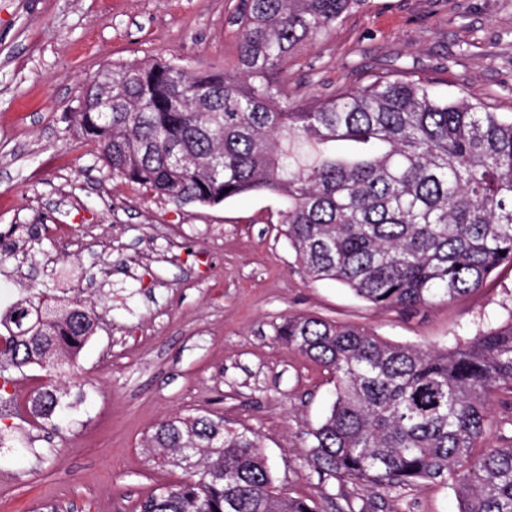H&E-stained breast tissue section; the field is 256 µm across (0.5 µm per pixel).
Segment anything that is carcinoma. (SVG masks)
Listing matches in <instances>:
<instances>
[{"mask_svg":"<svg viewBox=\"0 0 512 512\" xmlns=\"http://www.w3.org/2000/svg\"><path fill=\"white\" fill-rule=\"evenodd\" d=\"M363 2L237 0L224 68L116 63L112 113L101 115L88 87L82 138L112 176L180 205L282 197L280 223L306 274L378 308L473 292L512 267V112L389 72L301 109L283 94L299 48ZM44 295L0 318V408L20 414L5 387L37 366L45 378L24 410L56 429L66 405L55 378L96 315ZM276 336L334 374V400L308 432L319 476L381 493L446 483L460 512H512V446H481L493 395L512 393V310L450 349L399 345L309 314L283 319ZM148 441L158 465L184 474L139 512H319L310 498L283 495L258 437L222 416L169 417Z\"/></svg>","mask_w":512,"mask_h":512,"instance_id":"1","label":"carcinoma"}]
</instances>
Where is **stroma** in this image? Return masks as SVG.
Listing matches in <instances>:
<instances>
[{"label": "stroma", "instance_id": "obj_1", "mask_svg": "<svg viewBox=\"0 0 512 512\" xmlns=\"http://www.w3.org/2000/svg\"><path fill=\"white\" fill-rule=\"evenodd\" d=\"M236 0H0V312L45 288L96 314L57 384L59 430L15 420L0 448V512H139L181 470L146 441L174 415L207 412L252 431L279 489L319 512H459L450 485L383 496L321 480L308 433L327 412L334 376L275 334L312 314L383 339L445 348L512 312V268L477 291L415 312L382 310L332 281L311 280L281 233L270 193L215 206L177 205L112 177L75 127L86 84L119 61L176 60L203 73L233 53ZM381 71L429 80L512 112V0H365L288 72L291 103L309 106Z\"/></svg>", "mask_w": 512, "mask_h": 512}]
</instances>
